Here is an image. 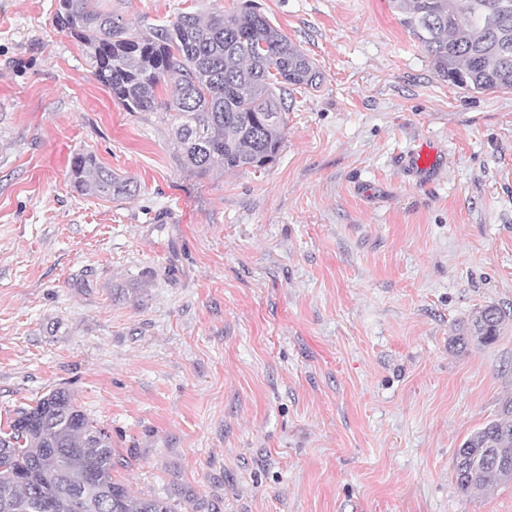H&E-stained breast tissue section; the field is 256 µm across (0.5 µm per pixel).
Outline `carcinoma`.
Segmentation results:
<instances>
[{
	"label": "carcinoma",
	"instance_id": "obj_1",
	"mask_svg": "<svg viewBox=\"0 0 512 512\" xmlns=\"http://www.w3.org/2000/svg\"><path fill=\"white\" fill-rule=\"evenodd\" d=\"M401 26L422 46L437 76L480 92L512 89V0H393ZM58 29L88 50L95 80L128 112L162 108L173 122L180 165L207 173L264 170L282 147L284 95L314 89L315 62L253 3L205 18L182 13L131 29L99 0H58ZM171 95L163 100L158 89ZM81 192L119 199L133 182L88 153L73 159ZM512 313L486 305L454 342L495 343ZM111 432L69 392L50 391L0 429V512H178L167 499L135 496L114 475ZM463 492L512 480V398L458 448Z\"/></svg>",
	"mask_w": 512,
	"mask_h": 512
}]
</instances>
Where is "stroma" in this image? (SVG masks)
I'll list each match as a JSON object with an SVG mask.
<instances>
[{"mask_svg": "<svg viewBox=\"0 0 512 512\" xmlns=\"http://www.w3.org/2000/svg\"><path fill=\"white\" fill-rule=\"evenodd\" d=\"M238 2L100 0L133 26ZM259 2L320 85L269 168L200 174L57 0H0V421L69 390L179 512H512L454 471L512 397V319L453 343L512 309V90L440 80L392 0ZM82 152L136 194H82ZM511 316V310L507 311L497 305H486L477 310L467 320L466 331L454 339L455 343L467 347L469 340L476 341L479 345L489 346L495 343L499 333Z\"/></svg>", "mask_w": 512, "mask_h": 512, "instance_id": "stroma-1", "label": "stroma"}]
</instances>
